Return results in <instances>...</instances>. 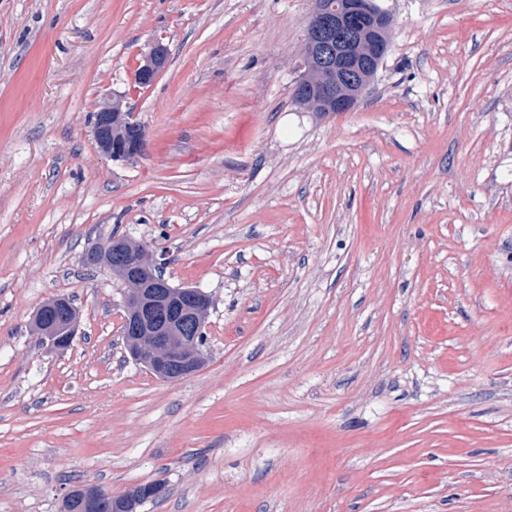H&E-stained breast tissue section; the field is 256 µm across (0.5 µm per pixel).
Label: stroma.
Wrapping results in <instances>:
<instances>
[{
	"instance_id": "obj_1",
	"label": "stroma",
	"mask_w": 512,
	"mask_h": 512,
	"mask_svg": "<svg viewBox=\"0 0 512 512\" xmlns=\"http://www.w3.org/2000/svg\"><path fill=\"white\" fill-rule=\"evenodd\" d=\"M378 4L389 51L323 115L312 0H0V512L155 482L137 512H512V0ZM108 91L133 160L91 135ZM114 234L209 296L196 374L131 358L82 261ZM168 60V47L160 41L154 42L144 58L143 65H140L136 70L135 84L139 87L151 85L155 78L166 68ZM36 325V337L45 346L51 350H65L68 348L77 334L79 315L73 311L64 322L53 325H44L42 322V308L35 311L32 315Z\"/></svg>"
}]
</instances>
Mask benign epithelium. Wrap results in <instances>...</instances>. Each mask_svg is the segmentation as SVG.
<instances>
[{
  "label": "benign epithelium",
  "instance_id": "benign-epithelium-1",
  "mask_svg": "<svg viewBox=\"0 0 512 512\" xmlns=\"http://www.w3.org/2000/svg\"><path fill=\"white\" fill-rule=\"evenodd\" d=\"M393 17L376 0H314L305 35L302 73L293 100L310 112H348L354 108L387 54ZM169 50L156 41L135 73L146 87L166 68ZM120 96H105L92 127L104 155L114 161L138 151L115 142L112 128L126 120ZM85 260L110 268L127 286V348L137 363L167 382L191 376L205 360L199 345L211 306L193 287L174 288L155 276L158 261L150 249L124 237H109L92 247ZM37 339L51 350L68 348L77 334L79 315L44 325L42 310L33 313Z\"/></svg>",
  "mask_w": 512,
  "mask_h": 512
}]
</instances>
